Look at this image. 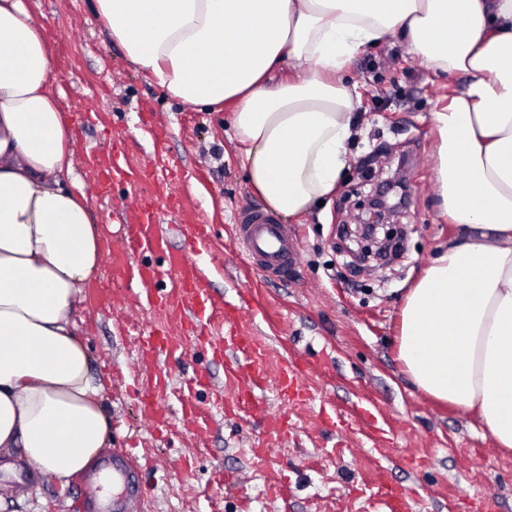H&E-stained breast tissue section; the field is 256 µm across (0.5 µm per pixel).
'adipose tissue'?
Returning <instances> with one entry per match:
<instances>
[{
  "mask_svg": "<svg viewBox=\"0 0 512 512\" xmlns=\"http://www.w3.org/2000/svg\"><path fill=\"white\" fill-rule=\"evenodd\" d=\"M113 43L168 95L230 108L249 186L302 215L348 163L359 98L343 73L401 38L462 75L435 112L438 209L462 227L409 289L398 359L434 399L476 410L512 451V0H93ZM41 26L0 0V455L67 487L111 437L72 315L101 234L69 189L74 140Z\"/></svg>",
  "mask_w": 512,
  "mask_h": 512,
  "instance_id": "1",
  "label": "adipose tissue"
}]
</instances>
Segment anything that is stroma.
I'll list each match as a JSON object with an SVG mask.
<instances>
[{"label":"stroma","mask_w":512,"mask_h":512,"mask_svg":"<svg viewBox=\"0 0 512 512\" xmlns=\"http://www.w3.org/2000/svg\"><path fill=\"white\" fill-rule=\"evenodd\" d=\"M51 45L58 98L74 139V175L84 184L98 225L119 226L139 195L133 173L164 157L176 167L171 193L186 220L209 227L198 263L219 303L212 339L187 342L175 355L144 364L143 332L178 334L164 312L120 296L109 310L82 302L73 315L104 386L111 439L100 467L121 460L136 487L111 488L133 512H368L383 497L404 495L411 512H512V455L502 453L478 416L441 406L419 391L398 359L400 315L409 288L456 232L435 205L433 114L456 74L438 76L400 39L365 47L348 66L359 96L349 161L323 205L288 220L297 253L287 280L245 262L234 235L239 211L264 208L251 190L232 139L228 112L182 104L112 43L92 0H25ZM405 160L410 194L390 267L359 265L342 227L354 223L360 190L375 173L391 176ZM112 180L100 192L97 171ZM240 313L243 330L266 344L265 366L304 372L303 403L267 394L246 410L216 405L228 386L220 338L224 316ZM171 380L160 399L170 424L142 431L139 378ZM201 384L189 421L181 402L191 378ZM280 414L267 429L265 410ZM92 476L66 489L38 476L19 456L0 457V512H113L92 496Z\"/></svg>","instance_id":"stroma-1"}]
</instances>
